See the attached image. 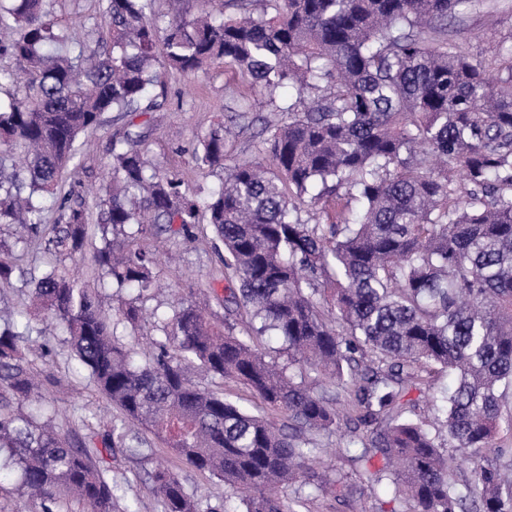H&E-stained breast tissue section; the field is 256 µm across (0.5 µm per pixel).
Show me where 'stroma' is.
<instances>
[{"label":"stroma","mask_w":512,"mask_h":512,"mask_svg":"<svg viewBox=\"0 0 512 512\" xmlns=\"http://www.w3.org/2000/svg\"><path fill=\"white\" fill-rule=\"evenodd\" d=\"M50 7L61 27L75 33L86 50H94L103 37L96 23L97 0H50ZM512 29V0H480L470 12L460 36L474 55H483L487 38L495 32ZM162 87L153 88L149 98L154 104L151 112L142 114L137 122L146 135L145 146L151 159L164 173L181 181L188 192L204 188L212 190L224 182V169L196 166L187 150L205 135L213 123L229 122L232 133L224 145L226 166L243 160L269 163L263 149V122L275 121L279 106L294 97L291 88H283L275 102H257L254 122L239 119L243 99L255 100L256 94L248 76L231 65L221 63L205 71L186 74L167 71L162 75ZM124 121L115 113H107L104 123L88 133L81 162L62 175L61 188H77L87 203H94L105 184L112 164L110 142L121 130ZM208 224H199L195 241L180 236H165L167 249L174 261L160 264L155 279L158 290L142 296L143 306L153 314L142 324L136 338L146 348L155 340L165 338L166 324L172 308L190 289L206 287L219 262L210 248ZM30 352L34 371L43 382L46 395L65 434L81 433L80 419L88 414L109 412L110 406L98 393L87 375L75 373L69 364V347L65 336L58 331H44L41 321H34ZM176 472L187 493L207 504L223 494L224 487L209 474L185 468L177 453L160 441L141 448H116L112 451V475L121 487L114 512H123L132 500H140L142 512H163L145 485L148 473L158 465ZM308 500L307 512H380L385 501L383 492H357L351 505L337 501L314 487L304 489Z\"/></svg>","instance_id":"obj_1"}]
</instances>
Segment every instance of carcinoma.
Segmentation results:
<instances>
[{"label":"carcinoma","instance_id":"carcinoma-1","mask_svg":"<svg viewBox=\"0 0 512 512\" xmlns=\"http://www.w3.org/2000/svg\"><path fill=\"white\" fill-rule=\"evenodd\" d=\"M239 2L235 15L221 0L162 28L154 0H102L109 48L86 59L46 0H0V28L13 32L0 55L14 64L0 87L17 88L0 102V224L61 258L97 234L96 280L143 293L160 261L150 241L163 231L193 240L204 219L231 283L224 313L249 316L237 336L184 299L170 340L141 358L117 328L137 329L143 307L122 302L116 321L97 289L54 264L34 280L32 305L66 332L76 366L119 414L76 441L63 435L29 359V325L0 316V463L40 512H63L70 497L113 512L119 485L103 454L146 445L149 433L224 483L204 509L157 467L148 492L164 512H286L279 489L316 476V437L342 430L337 403L318 391L325 376L351 396L346 450L360 486L385 483L404 512H512V457L497 445L512 388V45L497 43L491 67L448 39L475 0ZM223 61L264 97L286 85L296 97L264 130L273 168L244 160L219 189L189 196L148 159L134 117L161 71ZM109 112L127 122L96 215L71 190L45 223L41 198L60 191L82 135ZM225 133L214 123L191 161L224 166ZM16 275L24 269L1 250L0 286ZM253 332L281 339L288 363L267 360ZM186 363L242 386L261 409L192 381ZM431 366L456 383L433 417L414 419L407 395ZM316 488L351 493L341 475Z\"/></svg>","mask_w":512,"mask_h":512}]
</instances>
